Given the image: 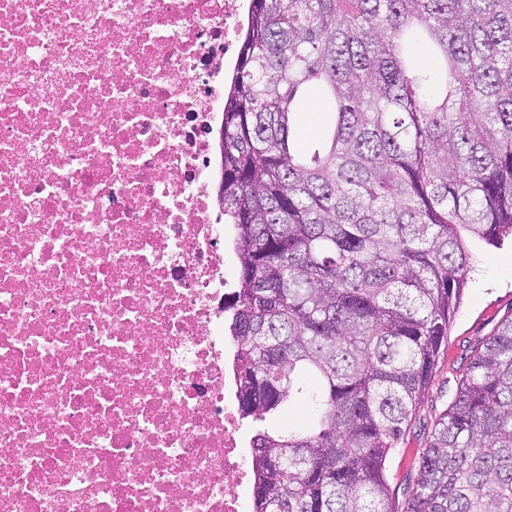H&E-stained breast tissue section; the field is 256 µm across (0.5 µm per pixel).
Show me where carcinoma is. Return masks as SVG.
<instances>
[{"label": "carcinoma", "mask_w": 512, "mask_h": 512, "mask_svg": "<svg viewBox=\"0 0 512 512\" xmlns=\"http://www.w3.org/2000/svg\"><path fill=\"white\" fill-rule=\"evenodd\" d=\"M313 92L335 118L304 152ZM219 153L253 512H397L386 462L467 286L463 234L512 238V0H250ZM298 405L306 424L269 426ZM402 512H512V318Z\"/></svg>", "instance_id": "carcinoma-1"}]
</instances>
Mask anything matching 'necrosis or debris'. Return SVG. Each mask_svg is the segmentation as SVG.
Segmentation results:
<instances>
[{"label": "necrosis or debris", "instance_id": "1", "mask_svg": "<svg viewBox=\"0 0 512 512\" xmlns=\"http://www.w3.org/2000/svg\"><path fill=\"white\" fill-rule=\"evenodd\" d=\"M245 0H0V512H250L214 146Z\"/></svg>", "mask_w": 512, "mask_h": 512}]
</instances>
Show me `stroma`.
<instances>
[{
  "label": "stroma",
  "mask_w": 512,
  "mask_h": 512,
  "mask_svg": "<svg viewBox=\"0 0 512 512\" xmlns=\"http://www.w3.org/2000/svg\"><path fill=\"white\" fill-rule=\"evenodd\" d=\"M475 271L448 329V346L422 402L387 462L396 507H403L417 479V461L428 446L439 415L451 403L468 364L496 327L512 317V243L492 247L470 242Z\"/></svg>",
  "instance_id": "35a3bbf8"
}]
</instances>
